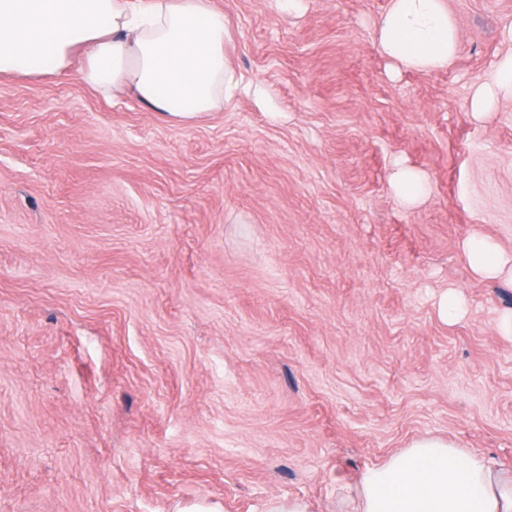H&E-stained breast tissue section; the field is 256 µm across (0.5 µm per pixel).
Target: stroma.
<instances>
[{"mask_svg": "<svg viewBox=\"0 0 512 512\" xmlns=\"http://www.w3.org/2000/svg\"><path fill=\"white\" fill-rule=\"evenodd\" d=\"M446 2L419 72L389 0H214L239 86L193 120L0 76V512H354L422 436L512 471V279L465 250L512 253V98L472 106L512 0ZM377 29L383 54L406 68H443L456 49L457 34L444 0H390ZM394 189L405 203L411 204L424 193L425 185L416 172L401 170L395 175ZM466 252L472 268L481 276H494L505 271L510 259L491 242L472 238L467 242Z\"/></svg>", "mask_w": 512, "mask_h": 512, "instance_id": "obj_1", "label": "stroma"}]
</instances>
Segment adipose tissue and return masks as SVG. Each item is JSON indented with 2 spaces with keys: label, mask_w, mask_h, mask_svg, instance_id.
Masks as SVG:
<instances>
[{
  "label": "adipose tissue",
  "mask_w": 512,
  "mask_h": 512,
  "mask_svg": "<svg viewBox=\"0 0 512 512\" xmlns=\"http://www.w3.org/2000/svg\"><path fill=\"white\" fill-rule=\"evenodd\" d=\"M384 55L404 67L447 66L457 34L445 0H390ZM224 13L213 0H0V75L61 73L82 55L86 83L133 89L154 111L194 119L236 88ZM357 512H512V474L448 440L425 436L362 480Z\"/></svg>",
  "instance_id": "1"
}]
</instances>
